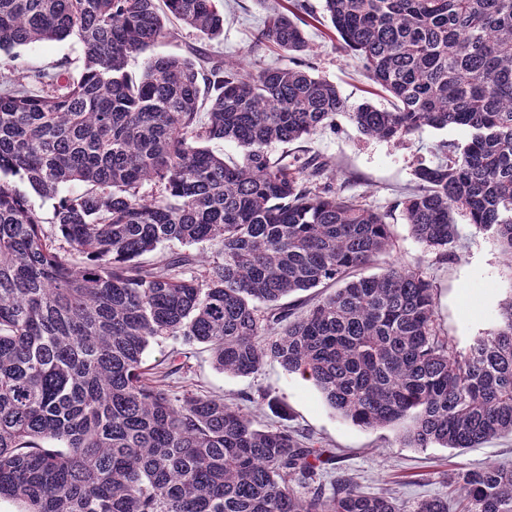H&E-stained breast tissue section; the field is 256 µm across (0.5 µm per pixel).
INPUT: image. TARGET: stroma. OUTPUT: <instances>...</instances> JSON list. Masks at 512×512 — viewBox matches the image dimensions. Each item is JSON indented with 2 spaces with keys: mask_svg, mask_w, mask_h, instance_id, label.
<instances>
[{
  "mask_svg": "<svg viewBox=\"0 0 512 512\" xmlns=\"http://www.w3.org/2000/svg\"><path fill=\"white\" fill-rule=\"evenodd\" d=\"M308 3L315 18L306 28L309 47L303 59L313 74L334 82L350 104L367 101L388 107L387 96L370 84L358 60L341 47L323 14L322 0ZM265 17L266 10L258 0H224L223 36L207 40L192 29L173 25L153 51L184 56L196 48L253 71L290 66V55L259 39ZM82 62V44L69 37L13 48L9 55L0 57V72H53L63 64L76 73ZM446 140L462 144L467 134L457 128H426L411 139L393 143L361 135L346 115L339 114L304 141L288 146L274 144L269 151L275 156L306 152L331 161L336 192L387 214L394 245L367 267V274L381 273L391 264L419 270L433 290L439 334L448 338L456 353L463 354L478 337L497 328L500 308L512 296V267L488 234L466 223L460 226L461 239L454 255L448 257L427 249L412 236L399 202L415 187L418 164L435 162V149ZM145 361L174 392L223 398L242 408L257 425L288 427L307 437L309 446L332 450L336 463L320 476L326 485L337 477L349 476L361 491L385 487L409 506L421 499L447 495L448 477L458 469L512 462V438L462 450L405 447V424L378 430L356 426L328 407L312 381L286 372L275 362L266 363L249 377H236L215 368L206 345H186L171 337L151 342ZM175 361L182 365L177 374L169 371ZM271 398L276 401L272 407L267 404Z\"/></svg>",
  "mask_w": 512,
  "mask_h": 512,
  "instance_id": "obj_1",
  "label": "stroma"
}]
</instances>
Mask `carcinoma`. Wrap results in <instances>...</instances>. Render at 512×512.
Wrapping results in <instances>:
<instances>
[{"instance_id": "cac0c4a2", "label": "carcinoma", "mask_w": 512, "mask_h": 512, "mask_svg": "<svg viewBox=\"0 0 512 512\" xmlns=\"http://www.w3.org/2000/svg\"><path fill=\"white\" fill-rule=\"evenodd\" d=\"M288 3L260 35L299 54L307 4ZM323 11L391 109L353 106L298 67L252 73L196 50L154 55L132 77L129 59L171 18L219 37L221 0H0V51L68 37L84 49L75 77L0 89V500L20 512H512V463L459 470L448 496L411 508L348 479L303 493L336 456L221 398L172 392L145 366L150 343L172 336L207 345L234 376L268 360L306 376L359 427L408 420L410 448L512 436V296L499 327L456 355L417 271L357 275L390 250L387 216L334 191L330 162L268 151L339 113L394 142L463 128L464 146L444 143L417 168L402 214L446 252L460 212L512 267V0H324ZM216 140L241 160L213 153ZM16 178L55 200L49 221ZM174 244L219 259L139 261ZM340 281L300 315L281 304Z\"/></svg>"}]
</instances>
